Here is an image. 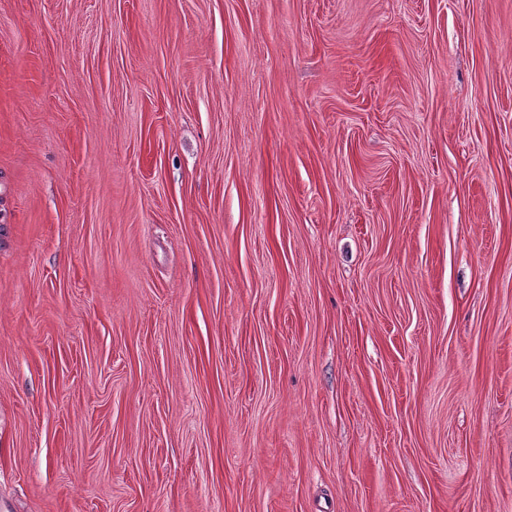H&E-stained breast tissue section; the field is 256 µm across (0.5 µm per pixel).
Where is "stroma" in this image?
<instances>
[{"instance_id":"obj_1","label":"stroma","mask_w":512,"mask_h":512,"mask_svg":"<svg viewBox=\"0 0 512 512\" xmlns=\"http://www.w3.org/2000/svg\"><path fill=\"white\" fill-rule=\"evenodd\" d=\"M0 512H512V0H0Z\"/></svg>"}]
</instances>
